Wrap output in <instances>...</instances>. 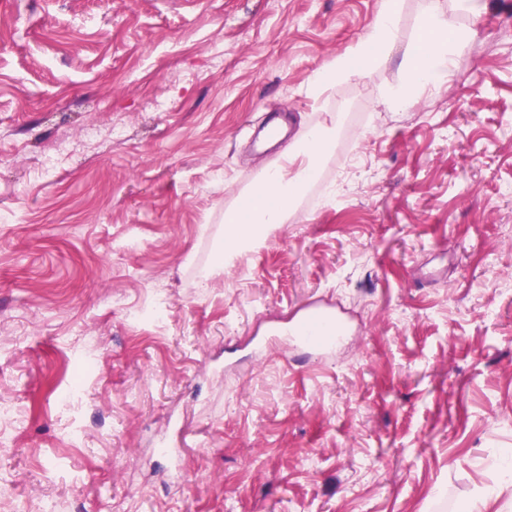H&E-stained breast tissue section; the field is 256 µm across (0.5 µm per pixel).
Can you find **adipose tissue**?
I'll use <instances>...</instances> for the list:
<instances>
[{"label":"adipose tissue","instance_id":"adipose-tissue-1","mask_svg":"<svg viewBox=\"0 0 512 512\" xmlns=\"http://www.w3.org/2000/svg\"><path fill=\"white\" fill-rule=\"evenodd\" d=\"M449 4L446 11L434 5L426 10L422 21L423 37L409 43L404 50L402 66L407 81L387 89L383 98L386 105L409 107L420 91L447 76L452 66L454 47L467 37L463 30L449 33L448 14L454 11L474 15L475 0H449ZM400 11L401 0H385L383 8L359 42L326 61L311 75L308 81L310 96L320 98L336 82L367 78L374 69L383 65L389 59L396 40ZM330 145L328 131L313 129L289 147L275 169L261 176L238 206L226 214L225 249L219 252L211 266L212 271L223 270L225 262L243 253L268 228L287 222L294 200L314 181L321 157Z\"/></svg>","mask_w":512,"mask_h":512}]
</instances>
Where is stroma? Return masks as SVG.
I'll list each match as a JSON object with an SVG mask.
<instances>
[{
    "mask_svg": "<svg viewBox=\"0 0 512 512\" xmlns=\"http://www.w3.org/2000/svg\"><path fill=\"white\" fill-rule=\"evenodd\" d=\"M382 2L0 0V512H462L498 476L512 0L452 16L471 39L408 108L382 99L426 0L386 64L310 97ZM276 114L279 150L329 124L335 146L200 287ZM91 125L119 133L88 147ZM314 305L349 333L333 357L255 352Z\"/></svg>",
    "mask_w": 512,
    "mask_h": 512,
    "instance_id": "35a3bbf8",
    "label": "stroma"
}]
</instances>
